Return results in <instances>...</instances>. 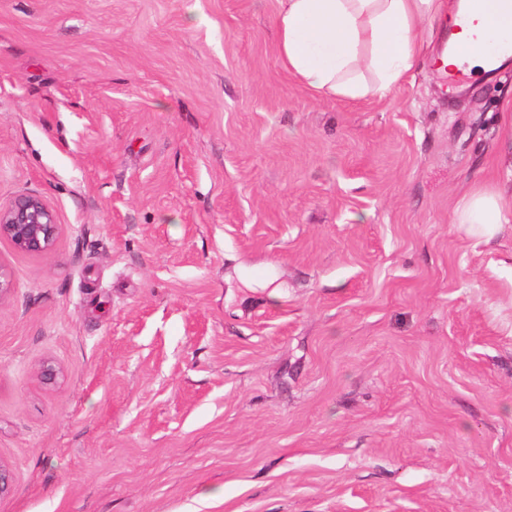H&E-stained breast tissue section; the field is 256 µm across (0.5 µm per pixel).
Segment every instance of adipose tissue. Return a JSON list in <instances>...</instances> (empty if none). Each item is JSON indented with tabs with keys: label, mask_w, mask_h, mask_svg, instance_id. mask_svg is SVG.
Returning <instances> with one entry per match:
<instances>
[{
	"label": "adipose tissue",
	"mask_w": 512,
	"mask_h": 512,
	"mask_svg": "<svg viewBox=\"0 0 512 512\" xmlns=\"http://www.w3.org/2000/svg\"><path fill=\"white\" fill-rule=\"evenodd\" d=\"M274 17L284 70L316 98L384 99L424 59L434 24L448 19L456 50L437 57V72H483L490 61L480 41L512 28V12L479 15L450 0H277ZM452 221L491 234L512 222V186L471 187L456 202Z\"/></svg>",
	"instance_id": "obj_1"
}]
</instances>
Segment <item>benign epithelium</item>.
<instances>
[{
	"instance_id": "benign-epithelium-1",
	"label": "benign epithelium",
	"mask_w": 512,
	"mask_h": 512,
	"mask_svg": "<svg viewBox=\"0 0 512 512\" xmlns=\"http://www.w3.org/2000/svg\"><path fill=\"white\" fill-rule=\"evenodd\" d=\"M60 233L55 212L37 195L21 194L7 207L0 206V239L21 252L47 255L55 249Z\"/></svg>"
}]
</instances>
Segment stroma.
<instances>
[{
	"mask_svg": "<svg viewBox=\"0 0 512 512\" xmlns=\"http://www.w3.org/2000/svg\"><path fill=\"white\" fill-rule=\"evenodd\" d=\"M276 9L0 0V512H512V65L317 99ZM511 198L512 186L498 181L474 185L456 202L452 222L468 224L479 229L485 236L491 235L498 224L511 222ZM60 233L55 212L37 195L21 194L7 207L0 206V239L10 241L21 252L50 254Z\"/></svg>",
	"mask_w": 512,
	"mask_h": 512,
	"instance_id": "stroma-1",
	"label": "stroma"
}]
</instances>
